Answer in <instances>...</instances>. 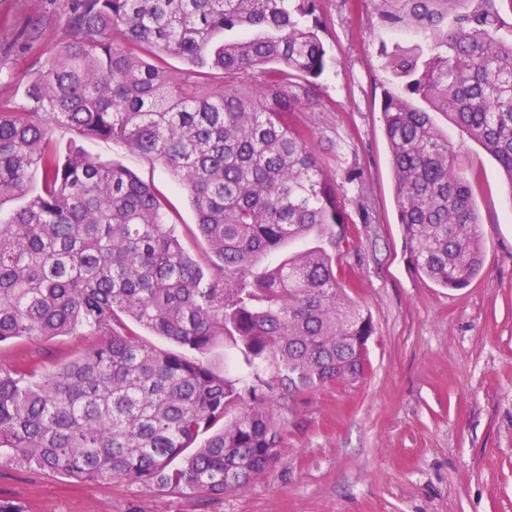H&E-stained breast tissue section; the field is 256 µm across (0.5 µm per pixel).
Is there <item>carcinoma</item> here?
Segmentation results:
<instances>
[{"label": "carcinoma", "mask_w": 512, "mask_h": 512, "mask_svg": "<svg viewBox=\"0 0 512 512\" xmlns=\"http://www.w3.org/2000/svg\"><path fill=\"white\" fill-rule=\"evenodd\" d=\"M377 24L420 42L382 45L380 112L398 224L413 268L467 287L484 249L477 176L457 165L438 112L512 184V0H371ZM319 0H71L70 42L0 102V344L99 337L49 371L0 365V465L76 482L125 479L208 498L275 466L281 428L262 390L205 361L228 341L299 391L361 380L372 316L316 245L255 272L314 233L350 223L344 184L318 160L302 112H324ZM123 43H114V34ZM190 68L174 77L167 58ZM56 127L154 158L189 194L218 258L207 277L167 199L118 162L59 155ZM131 320L182 348L161 350ZM200 446L188 451L198 438ZM322 242L320 240L315 239L314 237L307 238L305 240L293 241L287 244L284 247H281L265 256H263L259 262L257 263L255 270L260 272L264 270L267 266L276 264L278 261L287 257L288 254L294 253L301 249L311 247L314 245H321Z\"/></svg>", "instance_id": "carcinoma-1"}]
</instances>
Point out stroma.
Wrapping results in <instances>:
<instances>
[{"label": "stroma", "mask_w": 512, "mask_h": 512, "mask_svg": "<svg viewBox=\"0 0 512 512\" xmlns=\"http://www.w3.org/2000/svg\"><path fill=\"white\" fill-rule=\"evenodd\" d=\"M372 11L368 0L352 14L341 0H320L331 62L318 83L328 109L298 118L323 166L361 174L345 187L351 223L336 270L372 316L364 378L290 392L275 366L263 364L255 383L282 441L276 466L241 492L209 501L151 483H77L11 464L0 468V499L22 512H512V187L479 145L438 119L459 162L479 174L484 267L460 290L415 271L379 112L389 79L379 48L416 37L377 30ZM70 38L68 0H0V102L24 106L35 69ZM52 138L61 153L117 161L154 186L187 252L213 271L190 198L159 162L66 128ZM364 210L370 222H362ZM92 342L81 334L12 341L0 345V364L21 359L45 369Z\"/></svg>", "instance_id": "1"}]
</instances>
